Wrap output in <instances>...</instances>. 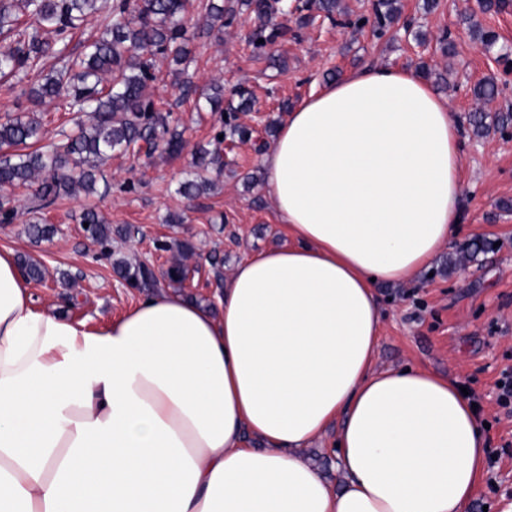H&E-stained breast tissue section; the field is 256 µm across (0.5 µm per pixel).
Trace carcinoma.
<instances>
[{
    "label": "carcinoma",
    "mask_w": 512,
    "mask_h": 512,
    "mask_svg": "<svg viewBox=\"0 0 512 512\" xmlns=\"http://www.w3.org/2000/svg\"><path fill=\"white\" fill-rule=\"evenodd\" d=\"M340 0H0V34L11 38V43L0 48V80L26 84L28 98L35 102L57 100L69 112L87 114L88 120L77 123V131L57 150L42 146L33 151L29 147L43 138L41 122L28 112L8 115L0 120V149L9 152L0 155V186L26 187L41 180L35 190L36 203L30 208L32 217L27 233L43 239L54 235L57 229L43 222V211L64 194L83 188L95 192L98 164L112 152L128 153L146 143L149 149L158 147L162 139L165 150L178 153L183 148L182 133L170 128L168 116L155 107L150 89L157 79L156 60L161 57L174 65L184 64L191 51L186 15L197 11L201 26L198 36H210L232 25L242 10L257 17L247 41L253 52L268 56L274 65L278 57L268 54L271 46L288 35L289 28L273 24L275 14L292 15L298 27H307L316 9L332 21L336 20ZM399 0H376L372 17L360 16L356 27L372 23L374 33L383 36L399 18ZM96 23L102 33L91 40L84 52L73 56L68 45L77 31ZM472 35L485 47H493L499 35L489 29L469 26ZM54 58L60 66L45 71V60ZM474 98L492 101L500 94L493 81H482L472 89ZM238 102H228L224 108L227 119L224 126L230 135L241 141L251 139L252 130L233 123L235 113L253 110L256 98L246 89L234 90ZM224 166L216 152H195L194 178L187 181L184 190L198 196L212 185L205 176L210 166ZM79 223L88 224L94 241L105 245L112 240V225L95 208L82 211ZM162 251L176 249V258L162 272L163 279L172 286H184L188 266L184 263L193 254L188 241L175 244L159 242ZM113 269L128 284L136 288H150L158 284L153 267L139 262L132 264L123 258L113 260Z\"/></svg>",
    "instance_id": "cac0c4a2"
}]
</instances>
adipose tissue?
<instances>
[{"instance_id":"1","label":"adipose tissue","mask_w":512,"mask_h":512,"mask_svg":"<svg viewBox=\"0 0 512 512\" xmlns=\"http://www.w3.org/2000/svg\"><path fill=\"white\" fill-rule=\"evenodd\" d=\"M262 165L288 241L239 262L216 313L163 291L93 329L39 307L0 248V512H468L488 451L471 401L375 366L377 286L462 221L447 100L363 66L300 100ZM335 424L332 482L305 451Z\"/></svg>"}]
</instances>
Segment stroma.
Here are the masks:
<instances>
[{
  "label": "stroma",
  "mask_w": 512,
  "mask_h": 512,
  "mask_svg": "<svg viewBox=\"0 0 512 512\" xmlns=\"http://www.w3.org/2000/svg\"><path fill=\"white\" fill-rule=\"evenodd\" d=\"M400 4V23L382 38L368 26H336L326 20L300 28L294 17L277 16V23L292 30L273 48L286 60L282 69L248 46L254 17L244 13L220 36L190 42L188 74L201 88L215 84L228 91H252L257 113L242 112L237 118L247 127L260 119L283 121L280 103L296 104L326 83L331 71L340 75L370 63L393 62L413 70L425 63L441 74L434 88L455 111L462 130L463 222L449 247L413 282L379 286L384 326L376 365L410 364L445 374L467 389L478 418L489 425L493 460L468 512H502L512 502V414L501 406L497 387L502 372L512 370V126L478 137L468 116L479 106L471 89L485 79L503 86L488 112L512 109V74H505L500 60L502 54L512 55V4L489 13L478 12L476 0H438L430 10L424 0ZM468 13L498 33L493 49H486L463 24ZM446 30L455 42L450 57L437 49ZM156 74L152 97L160 112L169 113L171 125L182 130L186 145L181 154H113L101 167L95 194L66 195L45 210L47 223L57 229L51 239L32 241L23 215L0 223V245L47 270L44 282L31 286L38 304L55 306L91 327L106 325L148 296V289L130 287L115 274L112 261L125 257L165 268L171 255L156 250L155 240L193 243L183 293L209 306L215 305L217 294L211 254H220L229 272L246 254L286 240L267 205L261 156L253 145L218 141L224 127L220 113L208 111L197 96H183L168 61L158 60ZM24 110L40 119L45 143L60 142L76 130L75 113L55 102L31 106L22 86L0 82V117ZM199 145L219 151L225 167L210 172L209 190L190 198L182 185L192 177V153ZM89 206L113 227L130 228V237H113L106 247L86 238L79 216ZM477 243L481 252L464 256V249Z\"/></svg>",
  "instance_id": "stroma-1"
}]
</instances>
